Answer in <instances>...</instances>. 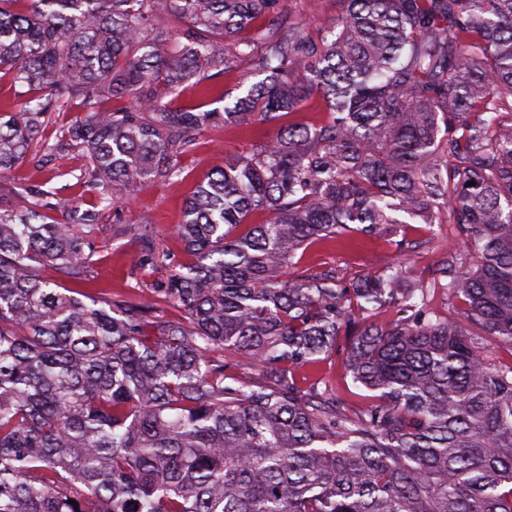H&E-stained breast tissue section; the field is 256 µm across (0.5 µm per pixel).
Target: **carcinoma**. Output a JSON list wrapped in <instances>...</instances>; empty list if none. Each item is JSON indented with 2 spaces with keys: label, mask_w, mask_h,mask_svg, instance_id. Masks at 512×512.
<instances>
[{
  "label": "carcinoma",
  "mask_w": 512,
  "mask_h": 512,
  "mask_svg": "<svg viewBox=\"0 0 512 512\" xmlns=\"http://www.w3.org/2000/svg\"><path fill=\"white\" fill-rule=\"evenodd\" d=\"M277 2L0 0V79L23 88L0 116V174L75 106L86 119L56 148L89 158L101 204L179 179L209 127L311 99L331 114L197 186L176 227L193 262L154 299L87 302L35 270L85 281L98 211L40 189L0 208V512H512V365L487 350L512 346V0H339L320 46L272 19ZM258 43L262 79L224 111L164 100ZM255 210L269 219L246 223ZM441 212L465 253L426 277L298 267L353 233L410 253V222ZM438 291L457 317L428 306ZM380 309L398 318L366 321ZM338 347L373 392L362 409L298 378Z\"/></svg>",
  "instance_id": "obj_1"
}]
</instances>
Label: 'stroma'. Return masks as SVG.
<instances>
[{
	"label": "stroma",
	"instance_id": "stroma-1",
	"mask_svg": "<svg viewBox=\"0 0 512 512\" xmlns=\"http://www.w3.org/2000/svg\"><path fill=\"white\" fill-rule=\"evenodd\" d=\"M338 0H280L277 13L282 24L303 21L313 41L329 38L337 15ZM251 59H243L236 71L209 76L187 85L175 104L179 107L215 108L218 97L234 100L244 89L257 82ZM80 109L56 111L44 132L45 142L54 141L59 130L83 119ZM276 126L245 122L236 127L216 126L199 135L192 147L181 154L178 165L183 173L179 181L160 183L148 181L137 195L125 202L102 210L89 239V274L79 288L82 291L112 295L113 298H136L153 294L175 268L189 260L174 229L183 219L184 202L195 185L220 164L224 156L272 138ZM44 142V144H45ZM32 145L27 158L0 178L8 194L0 196V205L14 206L15 192L42 189L59 198L89 209L96 205L93 192L79 179L88 164L79 151L59 156ZM434 241L424 242L422 224H412L411 237L422 239V246L409 255L408 267L414 278L426 276L449 244L455 243L454 225L436 224ZM149 236L163 263L144 261L142 236ZM400 252L394 244L374 235L353 237L351 245L314 244L308 247L302 263L307 267H333L346 278L360 279L397 262ZM308 379H319L332 388L347 406L360 408L367 404L369 393L353 383L342 355L333 353L313 366L301 370Z\"/></svg>",
	"mask_w": 512,
	"mask_h": 512
}]
</instances>
